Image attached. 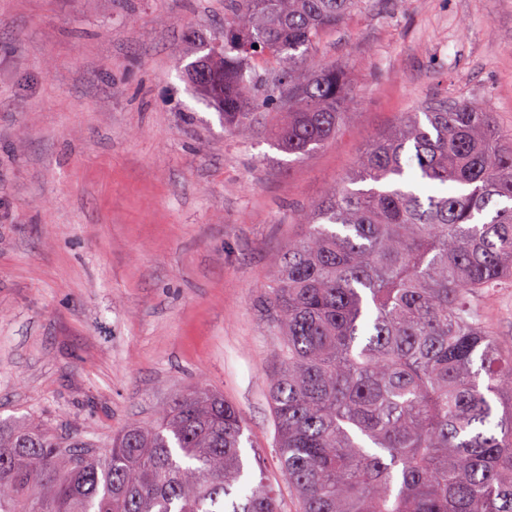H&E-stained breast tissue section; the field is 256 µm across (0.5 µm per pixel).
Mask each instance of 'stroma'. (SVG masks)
Returning a JSON list of instances; mask_svg holds the SVG:
<instances>
[{
	"label": "stroma",
	"mask_w": 512,
	"mask_h": 512,
	"mask_svg": "<svg viewBox=\"0 0 512 512\" xmlns=\"http://www.w3.org/2000/svg\"><path fill=\"white\" fill-rule=\"evenodd\" d=\"M224 0H0V418L103 441L202 386L241 412L253 477L298 512L272 448L279 256L376 135L421 101L512 128V0H380L322 45L356 88L335 141H240L182 73Z\"/></svg>",
	"instance_id": "stroma-1"
}]
</instances>
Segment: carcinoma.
Wrapping results in <instances>:
<instances>
[{
    "label": "carcinoma",
    "instance_id": "carcinoma-1",
    "mask_svg": "<svg viewBox=\"0 0 512 512\" xmlns=\"http://www.w3.org/2000/svg\"><path fill=\"white\" fill-rule=\"evenodd\" d=\"M376 0H224L187 65L224 129L305 159L354 113L326 35ZM263 308L274 451L300 512H512V132L430 100L311 205ZM238 409L199 387L103 445L0 420V512H279L249 485ZM490 318L498 328L505 343L512 342V294L490 297L487 302Z\"/></svg>",
    "mask_w": 512,
    "mask_h": 512
}]
</instances>
